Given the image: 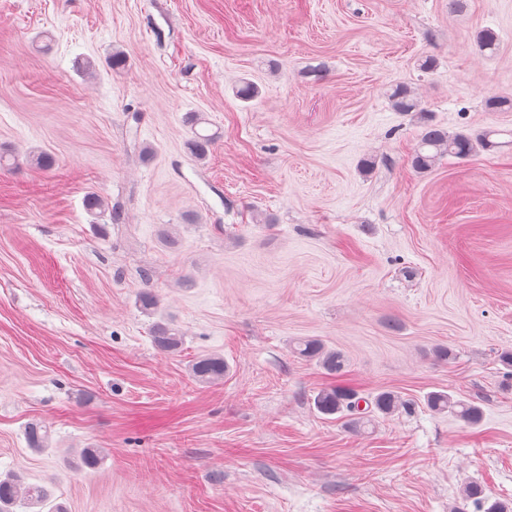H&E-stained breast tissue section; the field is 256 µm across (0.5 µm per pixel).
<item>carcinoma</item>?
I'll return each mask as SVG.
<instances>
[{"label":"carcinoma","mask_w":512,"mask_h":512,"mask_svg":"<svg viewBox=\"0 0 512 512\" xmlns=\"http://www.w3.org/2000/svg\"><path fill=\"white\" fill-rule=\"evenodd\" d=\"M394 109L398 112H420L418 100L411 91L397 87L390 94ZM213 139L199 133L188 142L190 152L198 157L206 154ZM491 146L488 137H474L465 132L453 135L426 123L419 135L418 144L411 156V165L419 171L429 170L442 156H453L466 160L480 148ZM155 346L166 353H177L184 345L182 336L171 325L162 320L156 321L151 327ZM293 352L306 361H316L330 375L340 376L347 368V358L336 350L328 348L318 339L299 340ZM190 371L193 377L203 383H214L224 380L228 366L224 358L218 355L198 357ZM366 403V408L359 407L360 402ZM316 411L324 416L340 415L345 419L347 427L361 432L372 425L374 417L381 415L391 417L396 414L412 413L414 404L402 397L395 390H381L368 398L360 396L353 387L330 385L320 389L313 397ZM426 407L434 413L450 412L464 422L475 425L482 419V408L474 401L455 399L445 390L430 391L425 396ZM26 441L31 448H43L49 439L47 427L39 422H31L25 428ZM484 509V512H512V503L500 500L490 501L481 484L471 482L463 490L461 501L457 502L452 512H466L468 502ZM49 508V512H67L61 503H50L48 490L36 483H29L19 474L9 473L0 477V512H15V508Z\"/></svg>","instance_id":"cac0c4a2"}]
</instances>
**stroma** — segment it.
<instances>
[{"mask_svg":"<svg viewBox=\"0 0 512 512\" xmlns=\"http://www.w3.org/2000/svg\"><path fill=\"white\" fill-rule=\"evenodd\" d=\"M491 96L512 99V0H0V474L68 512H451L471 481L512 500V110ZM426 120L503 146L417 171ZM204 355L223 382L192 376ZM335 383L417 407L356 433L313 407ZM441 389L481 422L428 411ZM85 448L103 462L79 472ZM151 333L155 346L163 352L174 354L179 352L184 345V336L162 320H158L152 325ZM293 352L306 361H317L319 365L330 375L340 376L347 368V358L336 349L328 348L318 339L299 340ZM190 371L196 380L203 383H214L224 380L228 366L221 356L205 355L198 357L191 364Z\"/></svg>","mask_w":512,"mask_h":512,"instance_id":"stroma-1","label":"stroma"}]
</instances>
